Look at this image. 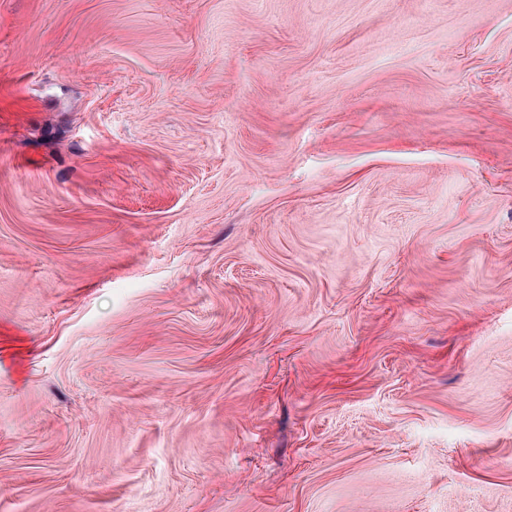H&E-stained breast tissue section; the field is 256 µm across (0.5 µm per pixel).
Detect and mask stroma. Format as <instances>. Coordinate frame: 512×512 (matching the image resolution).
<instances>
[{
    "instance_id": "35a3bbf8",
    "label": "stroma",
    "mask_w": 512,
    "mask_h": 512,
    "mask_svg": "<svg viewBox=\"0 0 512 512\" xmlns=\"http://www.w3.org/2000/svg\"><path fill=\"white\" fill-rule=\"evenodd\" d=\"M0 512H512V0H0Z\"/></svg>"
}]
</instances>
